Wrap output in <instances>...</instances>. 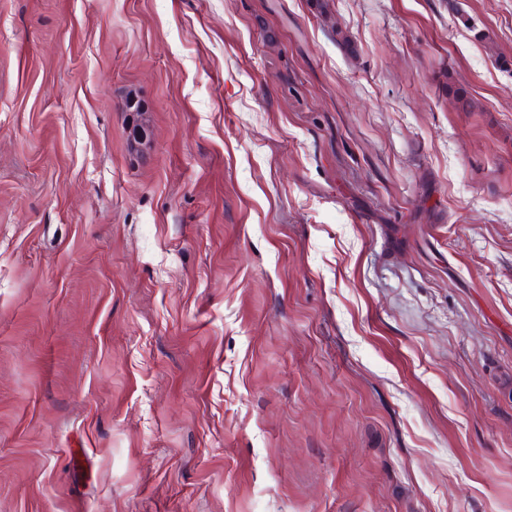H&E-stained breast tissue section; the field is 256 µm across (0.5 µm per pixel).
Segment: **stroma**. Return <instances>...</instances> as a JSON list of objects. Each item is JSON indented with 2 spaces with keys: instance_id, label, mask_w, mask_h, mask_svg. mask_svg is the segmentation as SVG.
I'll return each mask as SVG.
<instances>
[{
  "instance_id": "35a3bbf8",
  "label": "stroma",
  "mask_w": 512,
  "mask_h": 512,
  "mask_svg": "<svg viewBox=\"0 0 512 512\" xmlns=\"http://www.w3.org/2000/svg\"><path fill=\"white\" fill-rule=\"evenodd\" d=\"M0 512H512V0H0Z\"/></svg>"
}]
</instances>
